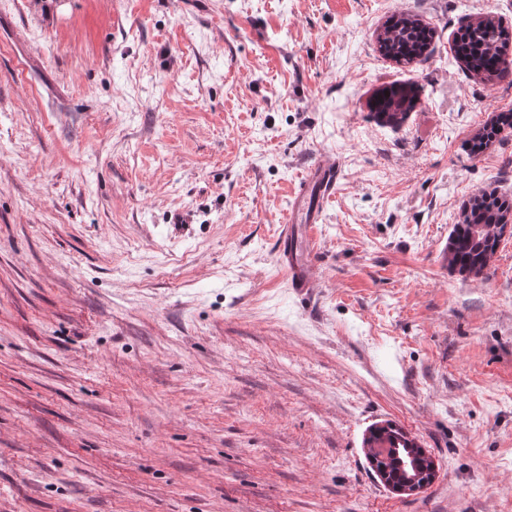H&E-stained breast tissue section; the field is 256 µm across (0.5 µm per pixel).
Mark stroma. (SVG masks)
<instances>
[{"mask_svg":"<svg viewBox=\"0 0 512 512\" xmlns=\"http://www.w3.org/2000/svg\"><path fill=\"white\" fill-rule=\"evenodd\" d=\"M401 12L425 61L378 50ZM480 14L512 31V0H0V512H512V237L441 259L512 198V130L467 148L512 111L454 58ZM321 158L302 300L274 242ZM387 422L437 464L408 497ZM387 91L388 95L383 93L376 99L374 107L381 119L392 126H397L415 107L416 97L413 90L407 87H393ZM469 212L453 224L448 237V267L461 275L485 274L498 237L504 213L512 211V201L483 191L474 197ZM388 427V436L395 437L399 448H389L385 425L375 426L368 431L364 443L368 462L381 480L400 495H409L426 488L436 473L434 459L416 441H408L407 448H403L402 443L406 442V437L402 429L389 424ZM400 448H403L402 452ZM387 458L392 459L393 478H390L388 470L377 466L379 460Z\"/></svg>","mask_w":512,"mask_h":512,"instance_id":"obj_1","label":"stroma"}]
</instances>
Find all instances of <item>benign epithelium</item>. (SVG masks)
I'll use <instances>...</instances> for the list:
<instances>
[{
    "instance_id": "7a95c632",
    "label": "benign epithelium",
    "mask_w": 512,
    "mask_h": 512,
    "mask_svg": "<svg viewBox=\"0 0 512 512\" xmlns=\"http://www.w3.org/2000/svg\"><path fill=\"white\" fill-rule=\"evenodd\" d=\"M387 429L383 426L371 428L365 438V455L381 480L400 495L416 493L428 486L434 479L436 464L429 452L417 442L407 443V448L399 450L389 447ZM390 458L393 474L378 468V461Z\"/></svg>"
}]
</instances>
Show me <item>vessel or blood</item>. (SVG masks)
Here are the masks:
<instances>
[{"mask_svg": "<svg viewBox=\"0 0 512 512\" xmlns=\"http://www.w3.org/2000/svg\"><path fill=\"white\" fill-rule=\"evenodd\" d=\"M338 175L332 163L317 161L308 167L276 241V260L289 288L303 300L310 297L314 284L316 226L322 220L326 200L336 191Z\"/></svg>", "mask_w": 512, "mask_h": 512, "instance_id": "1", "label": "vessel or blood"}]
</instances>
